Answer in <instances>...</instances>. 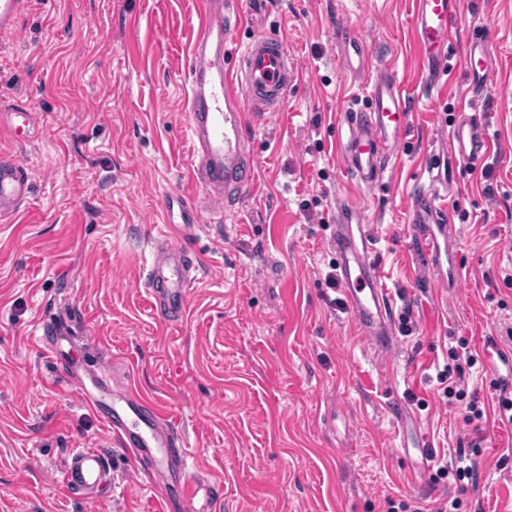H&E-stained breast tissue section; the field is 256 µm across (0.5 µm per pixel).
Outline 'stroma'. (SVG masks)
<instances>
[{
  "label": "stroma",
  "instance_id": "35a3bbf8",
  "mask_svg": "<svg viewBox=\"0 0 512 512\" xmlns=\"http://www.w3.org/2000/svg\"><path fill=\"white\" fill-rule=\"evenodd\" d=\"M229 44L238 55L270 30L298 79L282 111L257 128L255 187L220 224L203 222L182 323L162 325L140 284L162 194L189 181L186 81L199 0H24L0 31V112L34 109L27 142L0 125V155L27 167L32 193L0 217V512H158V492L127 449L60 384L39 342L42 315L72 323L62 351L82 362L86 341L112 353V380L166 408L193 477L222 489L220 512H512V425L498 421L487 336L512 347V0H462L443 75L429 79L411 30L413 0H271ZM365 36L372 65L391 64L410 96L409 136L383 177L352 178L336 150L342 109L367 85L347 68L341 28ZM486 38L488 89L466 92V45ZM487 125L482 165H454L440 203L455 226L456 288L438 286L417 248L408 202L425 168L449 150L462 111ZM491 177H484L485 166ZM369 218L382 280L397 302L395 352L358 332L327 275L336 204ZM473 364L463 397L437 373L450 349ZM403 398L404 420L389 411ZM477 401L482 419L467 421ZM431 461L418 475L419 441ZM96 448L112 463L99 502L66 491L69 452ZM477 486L440 476L459 457Z\"/></svg>",
  "mask_w": 512,
  "mask_h": 512
}]
</instances>
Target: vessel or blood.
Segmentation results:
<instances>
[{
	"instance_id": "1",
	"label": "vessel or blood",
	"mask_w": 512,
	"mask_h": 512,
	"mask_svg": "<svg viewBox=\"0 0 512 512\" xmlns=\"http://www.w3.org/2000/svg\"><path fill=\"white\" fill-rule=\"evenodd\" d=\"M250 0H201V32L190 50L188 70V131L195 152L191 180L203 191L213 222L224 220V204L231 196L253 188L256 171L250 142L254 123L283 107L288 88L296 79L288 47L277 35L252 38L227 64V44L233 31L245 22ZM461 10L460 0H414L412 29L429 77L447 68V50L452 27ZM342 44L348 65L355 71L371 72L368 104L347 110L338 128L336 150L348 173L363 184L376 182L402 145L407 130L410 103L404 83L390 66L370 67L365 38L343 32ZM468 86L473 96L487 88L485 44L470 41L466 48ZM20 141L40 133L36 112L16 105L0 114ZM491 143L479 115L460 114L451 131L450 159L481 161ZM429 184L410 200L409 221L427 228L419 243L423 252L449 260L448 279L456 281L459 270L453 263L457 243L453 227L438 201L436 187L445 185L441 163H434ZM30 193V178L15 156H0V216L15 213ZM164 232L154 236L152 261L141 276V286L153 300L157 319L176 323L186 314L188 289L197 277L199 262L185 246L201 222L198 207L185 192H168L162 203ZM336 255V281L355 324L378 352L395 348L396 303L383 287L376 252L370 241L363 212L351 201L340 202L331 241ZM41 339L61 375L67 376L82 402L100 413L106 431L130 450L153 478L161 495L163 512H197L202 488L191 479L185 463L186 448L181 434L157 406L134 389L115 390L103 358H96L87 379L69 375L61 342L69 340L67 323L43 317ZM495 348L499 363L495 373L505 382L504 398L512 402V352L502 350L497 337L483 340ZM62 483L67 491L88 501H98L112 483L105 453L76 449L64 465Z\"/></svg>"
}]
</instances>
